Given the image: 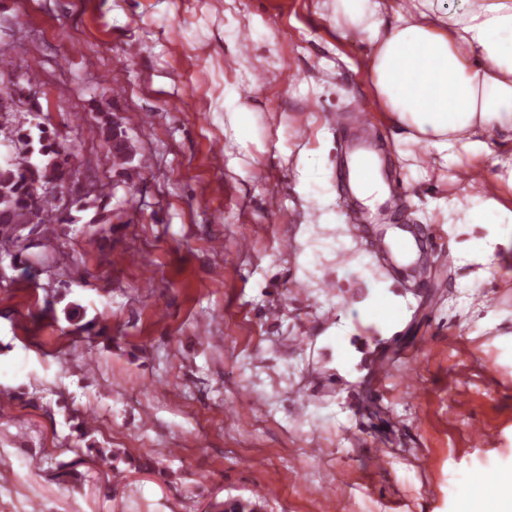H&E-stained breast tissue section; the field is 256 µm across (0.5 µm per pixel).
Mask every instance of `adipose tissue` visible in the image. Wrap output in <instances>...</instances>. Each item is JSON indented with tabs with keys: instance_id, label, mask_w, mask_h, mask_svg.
<instances>
[{
	"instance_id": "1",
	"label": "adipose tissue",
	"mask_w": 512,
	"mask_h": 512,
	"mask_svg": "<svg viewBox=\"0 0 512 512\" xmlns=\"http://www.w3.org/2000/svg\"><path fill=\"white\" fill-rule=\"evenodd\" d=\"M336 0V28L373 48L367 63L396 144L424 143L444 163L490 157L512 182V0ZM446 218L466 236L465 258L492 263L512 245V209L464 185Z\"/></svg>"
}]
</instances>
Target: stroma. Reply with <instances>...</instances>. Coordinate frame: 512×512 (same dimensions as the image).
<instances>
[{
    "label": "stroma",
    "instance_id": "stroma-1",
    "mask_svg": "<svg viewBox=\"0 0 512 512\" xmlns=\"http://www.w3.org/2000/svg\"><path fill=\"white\" fill-rule=\"evenodd\" d=\"M333 16L334 0H0V90L65 141L78 186L53 238L20 231L35 277L0 258V363L27 365L0 377V512H451L461 476L506 482L512 248L482 277L441 215L490 160L396 147L371 49ZM228 87L252 142L225 127ZM361 107L365 130L332 127ZM112 121L149 160L135 182L90 133ZM362 135L407 189L390 223L437 230L415 274L345 221ZM302 153L331 173L335 223L297 190ZM89 194L111 223L80 209ZM378 282L390 328L359 316Z\"/></svg>",
    "mask_w": 512,
    "mask_h": 512
}]
</instances>
